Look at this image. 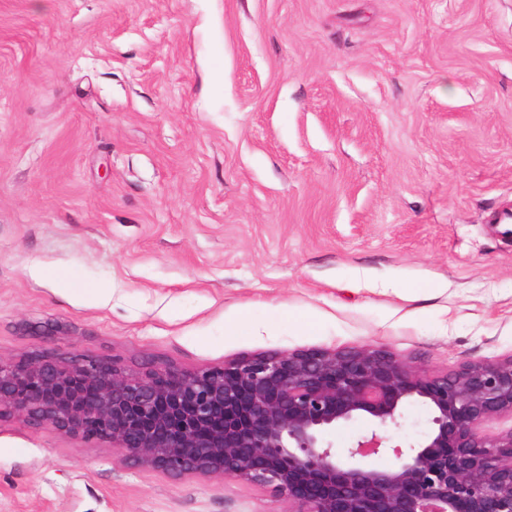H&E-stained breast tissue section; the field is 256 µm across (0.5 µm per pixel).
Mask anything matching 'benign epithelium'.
Masks as SVG:
<instances>
[{
    "label": "benign epithelium",
    "instance_id": "1",
    "mask_svg": "<svg viewBox=\"0 0 512 512\" xmlns=\"http://www.w3.org/2000/svg\"><path fill=\"white\" fill-rule=\"evenodd\" d=\"M412 401L430 407L431 430L402 446L387 431ZM363 415L374 426L351 446L326 441ZM505 417L512 359L428 377L368 346L135 374L110 360L0 358V419L104 442L174 478L253 484L283 512H512V427L488 430Z\"/></svg>",
    "mask_w": 512,
    "mask_h": 512
}]
</instances>
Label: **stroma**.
I'll return each instance as SVG.
<instances>
[{
    "instance_id": "35a3bbf8",
    "label": "stroma",
    "mask_w": 512,
    "mask_h": 512,
    "mask_svg": "<svg viewBox=\"0 0 512 512\" xmlns=\"http://www.w3.org/2000/svg\"><path fill=\"white\" fill-rule=\"evenodd\" d=\"M506 208L512 0H0V358L495 364ZM283 508L0 421V512ZM37 275L43 281L54 285L63 284L64 288H72L86 295L102 296L105 294V290L107 289L105 286L83 281L73 275H64L50 268L40 269Z\"/></svg>"
}]
</instances>
